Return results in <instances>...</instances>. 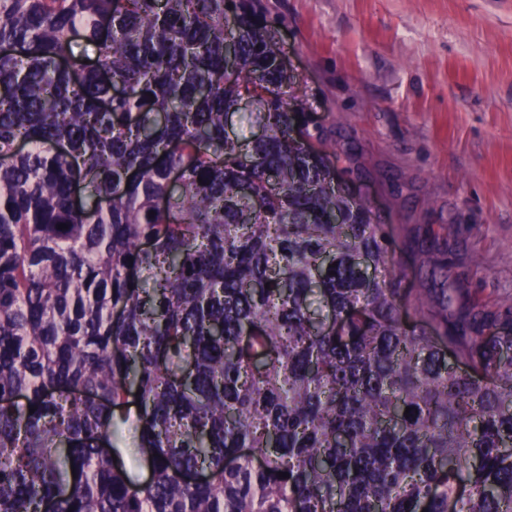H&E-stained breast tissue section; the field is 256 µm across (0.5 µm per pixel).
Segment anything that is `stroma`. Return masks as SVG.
I'll return each mask as SVG.
<instances>
[{"label": "stroma", "instance_id": "1", "mask_svg": "<svg viewBox=\"0 0 512 512\" xmlns=\"http://www.w3.org/2000/svg\"><path fill=\"white\" fill-rule=\"evenodd\" d=\"M298 95L404 253L448 245L461 288L512 294V0H260Z\"/></svg>", "mask_w": 512, "mask_h": 512}]
</instances>
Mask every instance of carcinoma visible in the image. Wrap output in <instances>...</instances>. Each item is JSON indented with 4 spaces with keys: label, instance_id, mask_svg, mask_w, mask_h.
I'll list each match as a JSON object with an SVG mask.
<instances>
[{
    "label": "carcinoma",
    "instance_id": "1",
    "mask_svg": "<svg viewBox=\"0 0 512 512\" xmlns=\"http://www.w3.org/2000/svg\"><path fill=\"white\" fill-rule=\"evenodd\" d=\"M284 56L258 0H0V512H512V296L401 287Z\"/></svg>",
    "mask_w": 512,
    "mask_h": 512
}]
</instances>
